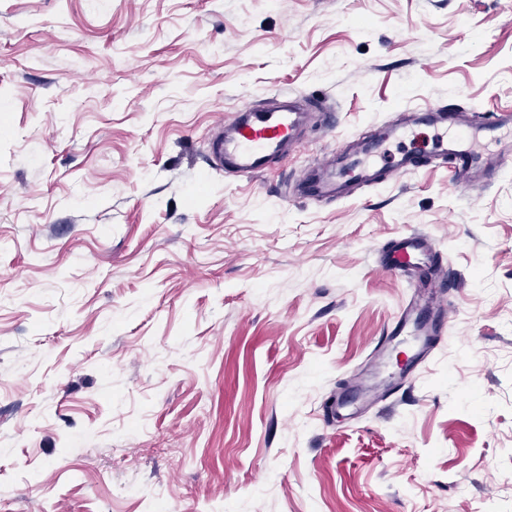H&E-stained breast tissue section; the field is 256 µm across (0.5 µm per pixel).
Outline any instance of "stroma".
I'll use <instances>...</instances> for the list:
<instances>
[{
	"instance_id": "stroma-1",
	"label": "stroma",
	"mask_w": 512,
	"mask_h": 512,
	"mask_svg": "<svg viewBox=\"0 0 512 512\" xmlns=\"http://www.w3.org/2000/svg\"><path fill=\"white\" fill-rule=\"evenodd\" d=\"M326 99L254 178L216 123ZM512 110V0H0V512H512V165L284 201L434 103ZM454 285L412 385L348 390L410 288Z\"/></svg>"
}]
</instances>
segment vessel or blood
Segmentation results:
<instances>
[{
	"mask_svg": "<svg viewBox=\"0 0 512 512\" xmlns=\"http://www.w3.org/2000/svg\"><path fill=\"white\" fill-rule=\"evenodd\" d=\"M270 107L259 110L244 107L225 120L212 139L216 166L228 165L239 175L254 176L268 162L297 144L307 118L301 99L274 94ZM506 121L491 115L487 123L472 128L447 106L432 104L413 116L392 124L383 137L366 141L348 157L314 164L298 182L295 200H338L348 196L354 185L378 183L383 172L392 170L406 175L417 168L422 155L403 149L390 157L388 142L404 144L415 127L425 125L435 132V152L452 162L451 182L466 189L475 184L491 185L504 169L505 156L479 151L477 141L500 143V131ZM382 271L408 280L412 292L381 336L377 349L386 352L396 342L407 344V361L399 371L383 379L356 380L353 388L360 399L386 394L412 384L415 371L435 350L448 323V302L442 284L435 276L442 257L432 238L422 233H408L388 241L378 249Z\"/></svg>",
	"mask_w": 512,
	"mask_h": 512,
	"instance_id": "1",
	"label": "vessel or blood"
}]
</instances>
